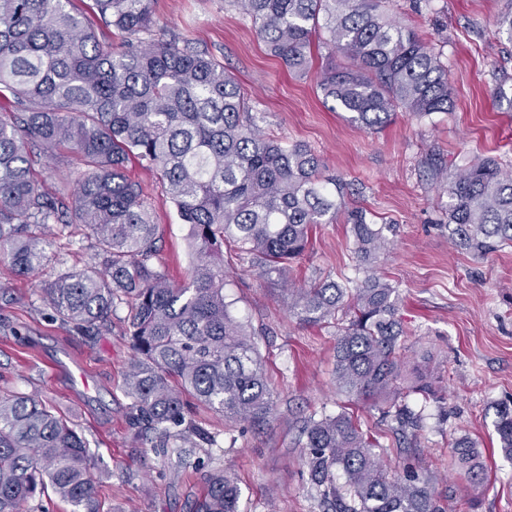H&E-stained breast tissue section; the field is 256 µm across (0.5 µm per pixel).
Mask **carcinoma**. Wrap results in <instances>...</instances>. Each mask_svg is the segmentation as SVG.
Masks as SVG:
<instances>
[{
	"label": "carcinoma",
	"instance_id": "cac0c4a2",
	"mask_svg": "<svg viewBox=\"0 0 512 512\" xmlns=\"http://www.w3.org/2000/svg\"><path fill=\"white\" fill-rule=\"evenodd\" d=\"M153 2L93 0L103 24L123 34L124 48L115 52L72 0H0V96L16 103V111L0 113V265L19 275L42 269L52 261L53 224L90 232L93 260L45 283L43 302L81 331L127 305L132 426L139 437L153 434L152 448L165 454L177 442L215 444L188 418L190 399L229 422L270 423L273 399L257 347L224 298V247L232 245L259 276L288 285L289 309L300 321L348 318L336 338V384L381 411L402 445L421 415L404 401L383 403L392 395L435 403L445 396L424 369L406 381L399 294L376 270L390 251L388 225L374 224L362 208L342 210L343 182L322 175L310 147L266 136L247 90L223 63L152 33ZM234 3L296 75L312 70L319 39L327 62L317 86L353 123L378 130L399 109L422 119L452 107L442 54L385 16L381 0ZM63 150L80 158V171L64 165ZM33 154L52 163L64 188L39 185ZM133 160L156 172L189 225L196 260L181 284L154 263L157 225L141 183L127 175ZM424 164L446 187L453 244L481 253L512 246V176L496 160L478 159L451 178L438 154ZM341 212L364 276L295 285L288 263L305 254L316 225ZM494 429L512 459L511 406L496 410ZM302 436L308 482L324 512H446L420 467L393 476L383 469L380 437L348 413L311 415ZM91 459L81 433L45 400L0 389V512H23L49 490L72 512H101ZM450 463L466 477L468 493L488 479L466 435L452 443ZM202 481L192 512H239L234 477L211 470Z\"/></svg>",
	"mask_w": 512,
	"mask_h": 512
}]
</instances>
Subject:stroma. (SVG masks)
Here are the masks:
<instances>
[{"instance_id":"stroma-1","label":"stroma","mask_w":512,"mask_h":512,"mask_svg":"<svg viewBox=\"0 0 512 512\" xmlns=\"http://www.w3.org/2000/svg\"><path fill=\"white\" fill-rule=\"evenodd\" d=\"M505 6L506 0H385L390 18L442 51L454 109L425 119L401 110L373 131L332 109L314 77L290 74L251 18L227 0L153 5L156 29L209 53L248 89L267 134L308 145L326 176L354 185L344 208H364L375 223L391 225L393 246L378 266L399 288L408 330L403 354L408 367L432 374L445 399L410 397L423 414L409 452L390 447L380 456L392 473L419 465L441 490L457 480L448 467L451 442L472 438L489 479L476 492V507L452 500L448 512H512V460L500 453L494 430L497 406L512 404V246L484 257L456 247L444 226L448 195L424 165L436 151L452 172L480 157L512 173V41L494 34ZM128 173L145 188L159 226L158 263L171 280H182L193 260L188 225L152 171L134 162ZM92 243L86 234L55 240L53 260L27 277L0 266V386L42 396L77 426L93 457L103 512H187L201 491V471L214 469L236 478L240 512H322L307 482L304 419L340 411L370 426L379 419L336 388L337 322L300 323L282 287L260 278L249 260L233 261L224 295L254 336L273 420L260 428L231 426L196 406L191 417L215 445L159 455L149 440L134 439L130 425L126 305L114 308L111 324L84 334L53 318L42 300V284L88 262ZM354 250L346 224L319 225L288 277L301 284L357 278Z\"/></svg>"}]
</instances>
